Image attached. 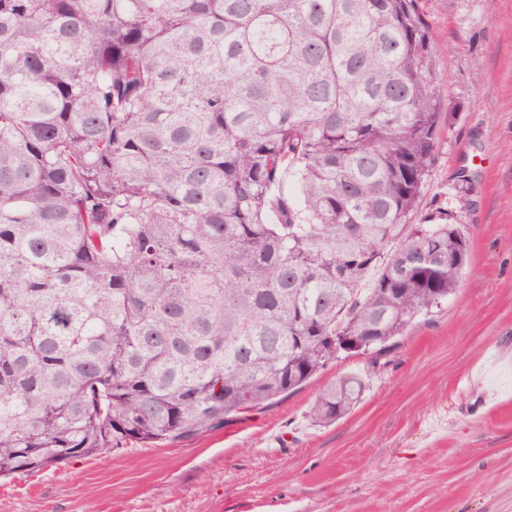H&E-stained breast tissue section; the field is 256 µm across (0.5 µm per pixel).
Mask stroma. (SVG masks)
I'll return each instance as SVG.
<instances>
[{"instance_id":"stroma-1","label":"stroma","mask_w":512,"mask_h":512,"mask_svg":"<svg viewBox=\"0 0 512 512\" xmlns=\"http://www.w3.org/2000/svg\"><path fill=\"white\" fill-rule=\"evenodd\" d=\"M449 119L416 217L448 211L468 241L447 302L386 365L333 362L274 408L192 439L0 478V512H512V0H420ZM368 387L319 426V392ZM362 374L350 373L324 388L310 408V418L317 425H330L349 414L366 390Z\"/></svg>"}]
</instances>
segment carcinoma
Segmentation results:
<instances>
[{
	"label": "carcinoma",
	"instance_id": "carcinoma-1",
	"mask_svg": "<svg viewBox=\"0 0 512 512\" xmlns=\"http://www.w3.org/2000/svg\"><path fill=\"white\" fill-rule=\"evenodd\" d=\"M436 53L419 0H0V476L269 409L447 301Z\"/></svg>",
	"mask_w": 512,
	"mask_h": 512
}]
</instances>
